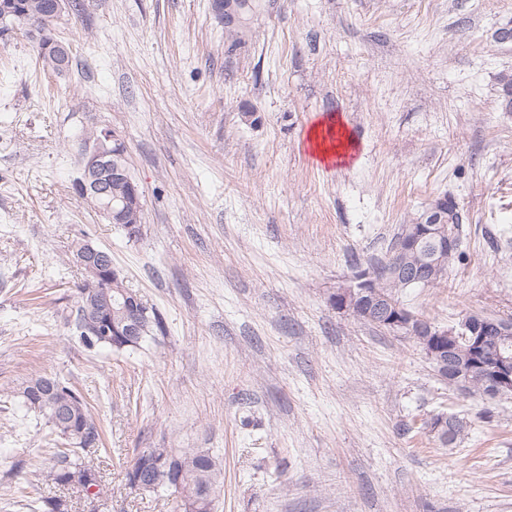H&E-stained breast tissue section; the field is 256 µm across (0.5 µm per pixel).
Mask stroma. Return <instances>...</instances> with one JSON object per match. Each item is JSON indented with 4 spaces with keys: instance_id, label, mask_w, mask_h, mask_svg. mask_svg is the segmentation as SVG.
Segmentation results:
<instances>
[{
    "instance_id": "35a3bbf8",
    "label": "stroma",
    "mask_w": 512,
    "mask_h": 512,
    "mask_svg": "<svg viewBox=\"0 0 512 512\" xmlns=\"http://www.w3.org/2000/svg\"><path fill=\"white\" fill-rule=\"evenodd\" d=\"M210 0H87L61 24L70 75L0 43V512L14 464L44 447L26 378L69 379L98 414L103 494L46 481L71 512H174L123 489L137 448H202L214 512H512V398L441 381L412 341L330 302L447 194L467 216L440 285L402 299L442 326L512 318V0H263L229 49ZM340 120L341 161L310 143ZM120 131L143 192L128 240L72 183L86 128ZM82 237L112 255L166 331L86 349L61 310ZM447 412L452 446L407 432ZM327 130L324 128V124L321 123L319 125H316L310 134V140L314 144L315 150L319 157H321L323 160H327L332 155H336V157H341L344 155L348 148L352 144V139L349 137L348 134L343 133L341 134V137L343 139H340V142L336 145L331 144L328 145V134H332L335 131L334 125H328Z\"/></svg>"
}]
</instances>
